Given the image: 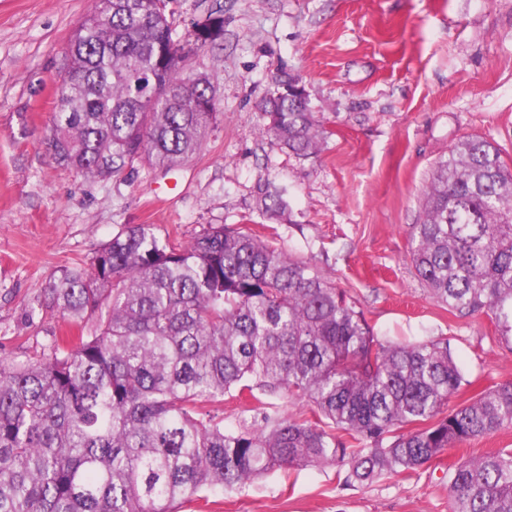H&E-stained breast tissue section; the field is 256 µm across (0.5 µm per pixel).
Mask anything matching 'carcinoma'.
<instances>
[{
	"label": "carcinoma",
	"instance_id": "carcinoma-1",
	"mask_svg": "<svg viewBox=\"0 0 512 512\" xmlns=\"http://www.w3.org/2000/svg\"><path fill=\"white\" fill-rule=\"evenodd\" d=\"M175 2L94 0L51 115L62 165L110 178L136 159L172 168L196 155L218 112L192 60L223 37L224 17L205 37L181 35ZM292 81L259 104V131L305 159L326 131ZM258 202L283 206L261 187ZM409 258L433 301L485 314L512 343V165L495 142L467 138L437 162ZM42 310L94 330L0 360V512H177L201 492L307 466H344L345 483L364 485L512 428V381L448 408L468 384L448 341L379 338L332 279L226 224L187 243L129 224L54 271ZM279 392L313 419L268 414ZM226 395L262 424L224 429L207 406ZM448 497L451 512H512V448L448 468Z\"/></svg>",
	"mask_w": 512,
	"mask_h": 512
}]
</instances>
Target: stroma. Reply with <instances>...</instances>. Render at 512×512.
Here are the masks:
<instances>
[{
  "label": "stroma",
  "instance_id": "1",
  "mask_svg": "<svg viewBox=\"0 0 512 512\" xmlns=\"http://www.w3.org/2000/svg\"><path fill=\"white\" fill-rule=\"evenodd\" d=\"M91 8L0 0V359L37 357L74 335L40 309L49 277L125 225L186 243L202 225L227 224L334 279L376 336L447 339L468 381L452 405L512 381V348L489 318L432 301L408 256L423 190L450 148L481 136L512 159V0H180L179 32L224 17L223 38L194 62L212 78L219 116L186 164L136 162L104 180L78 176L47 145L64 52ZM284 74L325 121L315 157L259 132L257 105ZM261 184L282 210L258 207ZM500 448H512V428L364 487L334 466L276 471L181 512H450L449 467Z\"/></svg>",
  "mask_w": 512,
  "mask_h": 512
}]
</instances>
